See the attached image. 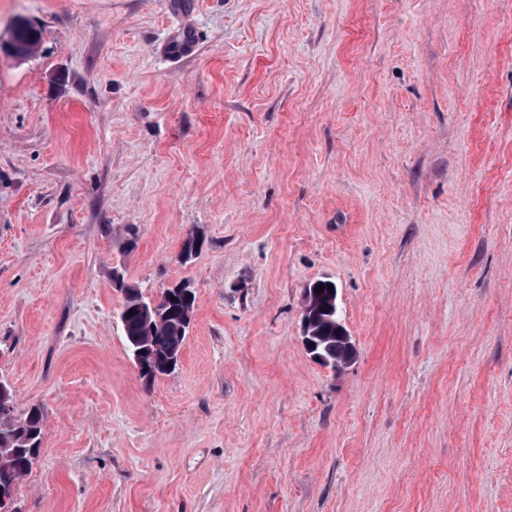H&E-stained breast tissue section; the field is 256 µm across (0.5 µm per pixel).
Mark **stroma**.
Instances as JSON below:
<instances>
[{
  "label": "stroma",
  "mask_w": 512,
  "mask_h": 512,
  "mask_svg": "<svg viewBox=\"0 0 512 512\" xmlns=\"http://www.w3.org/2000/svg\"><path fill=\"white\" fill-rule=\"evenodd\" d=\"M16 512H512V0H11ZM204 245L187 264L188 235ZM196 295L142 379L121 285ZM335 284L355 356L302 343ZM23 25V26H22ZM16 50L17 59H26L34 51L40 43V32L37 28L30 24H20V28L16 31ZM42 436V413L35 406L23 412L16 410L15 417L10 420L1 421L0 419V454H5L3 448H15L12 466L18 480L30 468L29 448L34 441L36 448H40Z\"/></svg>",
  "instance_id": "1"
}]
</instances>
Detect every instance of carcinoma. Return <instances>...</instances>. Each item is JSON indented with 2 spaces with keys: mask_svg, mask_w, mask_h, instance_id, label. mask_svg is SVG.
Here are the masks:
<instances>
[{
  "mask_svg": "<svg viewBox=\"0 0 512 512\" xmlns=\"http://www.w3.org/2000/svg\"><path fill=\"white\" fill-rule=\"evenodd\" d=\"M40 32L30 24L21 26L16 31V50L18 59L28 58L40 43ZM314 284H309L305 291L314 299L318 336L315 337V352L323 356L328 365H334L336 359L345 355L348 342L336 335V316L325 311L328 290L321 293L313 291ZM144 300L142 293L131 286L124 289V297L119 312V321L127 348L132 354H144L145 363L151 367L170 354L182 353L190 322L181 320L185 311H194V304L183 306L171 299L169 291L161 294L158 308L161 318L146 321L137 311L136 303ZM43 436V418L41 410L35 406L23 412L15 413L10 420H0V454L5 448H13V470L16 478H22L29 470V448L41 445Z\"/></svg>",
  "mask_w": 512,
  "mask_h": 512,
  "instance_id": "cac0c4a2",
  "label": "carcinoma"
}]
</instances>
